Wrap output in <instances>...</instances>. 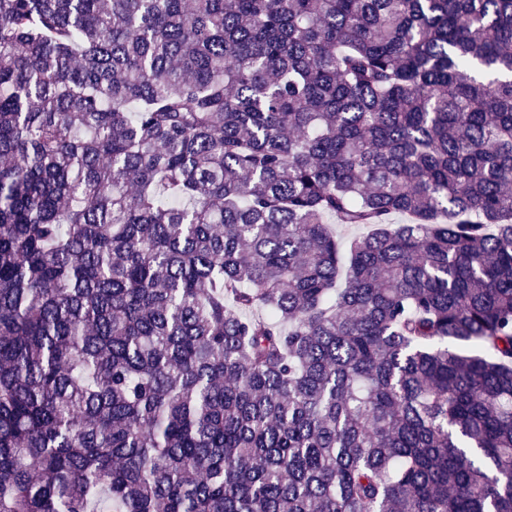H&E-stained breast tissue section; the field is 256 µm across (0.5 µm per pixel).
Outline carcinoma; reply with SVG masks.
<instances>
[{"instance_id": "1", "label": "carcinoma", "mask_w": 512, "mask_h": 512, "mask_svg": "<svg viewBox=\"0 0 512 512\" xmlns=\"http://www.w3.org/2000/svg\"><path fill=\"white\" fill-rule=\"evenodd\" d=\"M0 512H512V0H0Z\"/></svg>"}]
</instances>
